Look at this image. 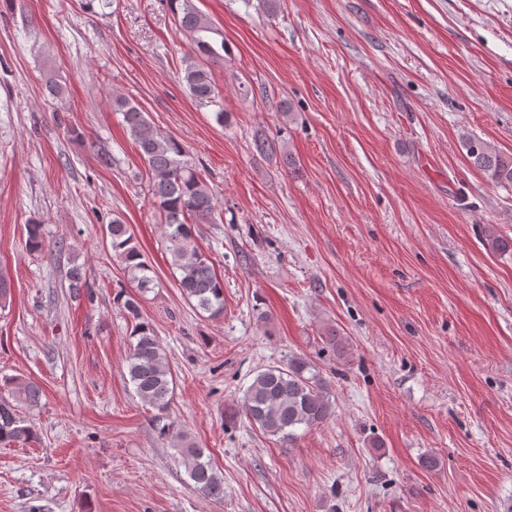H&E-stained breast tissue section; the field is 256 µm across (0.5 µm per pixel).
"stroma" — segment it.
Listing matches in <instances>:
<instances>
[{
	"label": "stroma",
	"instance_id": "1",
	"mask_svg": "<svg viewBox=\"0 0 512 512\" xmlns=\"http://www.w3.org/2000/svg\"><path fill=\"white\" fill-rule=\"evenodd\" d=\"M193 2L228 48L204 63L221 124L186 89L166 0H0V377L43 390L21 409L36 440L0 447V512H512V248L489 244L512 241V186L463 147L512 152V0ZM116 95L203 166L222 220L195 235L222 318L178 286ZM116 216L158 281L136 296L176 380L170 439L125 379ZM75 265L93 299L71 295ZM291 356L316 365L332 419L290 444L228 421ZM177 438L208 450L223 502ZM205 451V448H198L194 443L185 441L177 448L181 462L197 491L215 502H223L224 479L218 475L210 455Z\"/></svg>",
	"mask_w": 512,
	"mask_h": 512
}]
</instances>
